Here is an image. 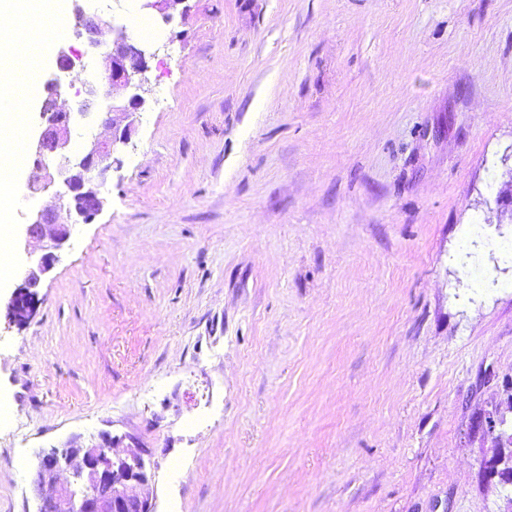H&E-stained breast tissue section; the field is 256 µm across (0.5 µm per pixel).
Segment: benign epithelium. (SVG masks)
<instances>
[{
  "mask_svg": "<svg viewBox=\"0 0 512 512\" xmlns=\"http://www.w3.org/2000/svg\"><path fill=\"white\" fill-rule=\"evenodd\" d=\"M142 7L158 13L169 25L186 0H141ZM79 34L90 47L108 45L103 57L104 73L85 84V97L76 108L59 104L62 86L54 77L46 82L49 103L40 110V126L27 143L32 169L44 173V179L30 183L34 192L54 190V198L84 222L100 210V186L113 165L121 164V147L131 138L133 122L129 117L144 107L148 69L147 59L156 55L151 46L134 41L124 26H118L80 6L74 7ZM124 94V104L112 107L118 116L111 119L112 136L92 139L81 152L72 150L71 129L76 117H88L90 102L115 91ZM72 225L58 219L57 207H45L30 213L23 227L21 245L32 256L33 243L42 244V253L29 260L22 271L21 283L12 293L7 318L24 324L39 302L38 289L68 243ZM115 438L103 435L101 441L84 446L78 441L52 447L38 454L30 491L37 501V512H155L153 475L140 451L120 454L114 451ZM67 474L64 483L57 475Z\"/></svg>",
  "mask_w": 512,
  "mask_h": 512,
  "instance_id": "benign-epithelium-1",
  "label": "benign epithelium"
}]
</instances>
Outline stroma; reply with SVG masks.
<instances>
[{
    "label": "stroma",
    "instance_id": "obj_1",
    "mask_svg": "<svg viewBox=\"0 0 512 512\" xmlns=\"http://www.w3.org/2000/svg\"><path fill=\"white\" fill-rule=\"evenodd\" d=\"M137 0L156 50L103 206L0 313V512L41 449L148 452L156 512H505L512 0ZM57 17L82 100L100 57ZM15 167L8 231L49 205ZM143 2L144 9H150L158 13L161 21L165 25L171 24L176 18L177 14L183 13L184 8L180 6L187 0H137ZM180 10H182L180 12Z\"/></svg>",
    "mask_w": 512,
    "mask_h": 512
}]
</instances>
